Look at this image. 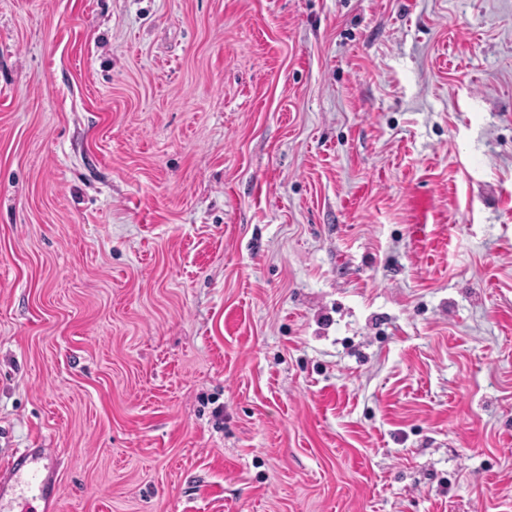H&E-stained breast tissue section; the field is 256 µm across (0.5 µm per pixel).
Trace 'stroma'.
<instances>
[{"label": "stroma", "mask_w": 512, "mask_h": 512, "mask_svg": "<svg viewBox=\"0 0 512 512\" xmlns=\"http://www.w3.org/2000/svg\"><path fill=\"white\" fill-rule=\"evenodd\" d=\"M59 512H512V0H0V465ZM57 478L53 455L48 448H34L13 457L0 470V511L14 510L18 491L32 494V500L44 503V510H53L58 503Z\"/></svg>", "instance_id": "35a3bbf8"}]
</instances>
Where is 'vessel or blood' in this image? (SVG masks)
<instances>
[{
  "label": "vessel or blood",
  "mask_w": 512,
  "mask_h": 512,
  "mask_svg": "<svg viewBox=\"0 0 512 512\" xmlns=\"http://www.w3.org/2000/svg\"><path fill=\"white\" fill-rule=\"evenodd\" d=\"M53 456L48 449L35 448L13 457L0 468V512H15L19 491L31 493L43 502L46 512L58 503Z\"/></svg>",
  "instance_id": "obj_1"
}]
</instances>
